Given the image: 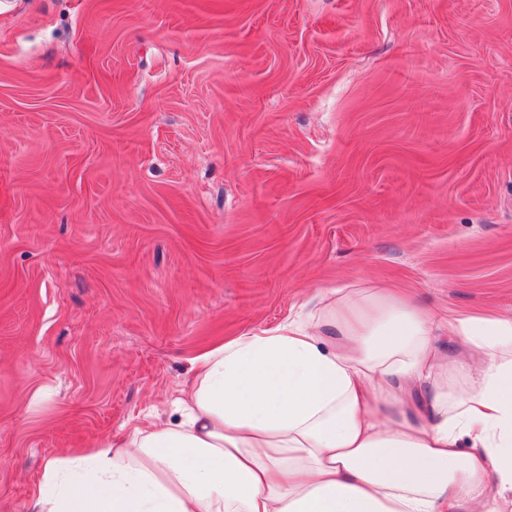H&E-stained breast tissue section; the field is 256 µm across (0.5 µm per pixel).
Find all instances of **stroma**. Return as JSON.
<instances>
[{
	"label": "stroma",
	"instance_id": "1",
	"mask_svg": "<svg viewBox=\"0 0 512 512\" xmlns=\"http://www.w3.org/2000/svg\"><path fill=\"white\" fill-rule=\"evenodd\" d=\"M364 285L512 311V0H0V512Z\"/></svg>",
	"mask_w": 512,
	"mask_h": 512
}]
</instances>
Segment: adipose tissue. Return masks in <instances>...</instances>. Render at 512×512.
<instances>
[{"label": "adipose tissue", "mask_w": 512, "mask_h": 512, "mask_svg": "<svg viewBox=\"0 0 512 512\" xmlns=\"http://www.w3.org/2000/svg\"><path fill=\"white\" fill-rule=\"evenodd\" d=\"M193 369L178 422L53 457L27 512H512V313L337 289Z\"/></svg>", "instance_id": "adipose-tissue-1"}]
</instances>
